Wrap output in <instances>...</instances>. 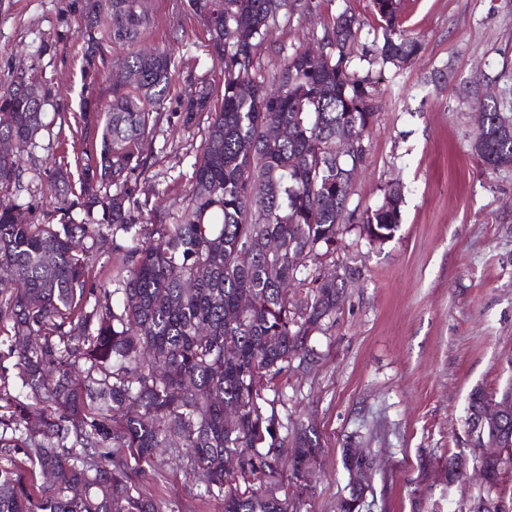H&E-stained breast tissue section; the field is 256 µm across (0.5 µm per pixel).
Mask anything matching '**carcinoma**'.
Listing matches in <instances>:
<instances>
[{"label":"carcinoma","mask_w":512,"mask_h":512,"mask_svg":"<svg viewBox=\"0 0 512 512\" xmlns=\"http://www.w3.org/2000/svg\"><path fill=\"white\" fill-rule=\"evenodd\" d=\"M371 2L375 24L345 8L314 36L321 61L297 47L279 51L268 69L260 51L289 0H187L213 42L224 94L215 109L209 83L197 99L191 89L179 93L184 123L201 133L199 153L183 192L185 216L147 237L130 217L129 182L171 89L169 50L117 60L131 80L111 83L106 101H84L79 194L61 201L58 217L11 197L17 154H0V332L10 335L0 341V512H160L118 455L148 465L158 448L185 449L205 491L224 496V512H290L267 483L287 468L306 489L323 444L303 422L284 442L288 422L274 402L263 405V382L318 361L312 337L335 318L345 288L321 281L315 265L339 238L386 67L422 50L398 0ZM67 8L89 23L83 68L94 83L105 4L72 0ZM151 26L145 0H112V43L132 46ZM32 76L21 70L0 87V143L21 149L43 128L53 93L31 98ZM466 98L483 114L474 152L488 168L511 167L507 106L471 88ZM342 124L354 126L358 141L339 158ZM401 202L387 189L379 205L351 214L369 240H384L401 224ZM104 227L124 234L113 289L88 287L89 258L78 249ZM495 397L512 398V382L474 387L464 426ZM228 413L237 420L231 429ZM504 435L512 436V411L484 431L489 440ZM471 452L486 486L465 512H505L498 503L512 450ZM231 453L233 472L224 467ZM458 456L440 465L447 485L458 479ZM21 463L46 482L24 481Z\"/></svg>","instance_id":"cac0c4a2"}]
</instances>
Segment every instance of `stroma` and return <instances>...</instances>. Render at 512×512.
Listing matches in <instances>:
<instances>
[{
	"label": "stroma",
	"instance_id": "35a3bbf8",
	"mask_svg": "<svg viewBox=\"0 0 512 512\" xmlns=\"http://www.w3.org/2000/svg\"><path fill=\"white\" fill-rule=\"evenodd\" d=\"M67 0H0V82L36 67L65 105L47 108L36 144L18 154L14 194L38 211L57 205L47 181L74 167L73 138L86 95L81 72L85 20ZM406 25L419 36L418 59L386 69L379 112L365 144L364 168L351 197L379 205L386 188L402 197V222L384 242L345 225L335 252L321 260L346 284V299L328 331L317 334L318 362L291 370L264 396L280 414L313 422L324 448L309 486L297 491L282 473L272 491L293 512H336L348 493L346 448L372 457L359 512H414L421 490L442 512H463L477 486L447 487L438 465L459 450L470 391L512 379V167H485L472 146L478 114L459 96L471 81L512 102V0H401ZM154 25L147 46L170 50L177 68L152 136L142 147L131 215L142 230L176 223L200 135L184 127L177 95L201 81L219 85L223 72L204 27L187 0H148ZM368 17L370 0H295L261 51L302 46L342 10ZM56 56L39 55L44 41ZM447 69L446 85H425L432 69ZM140 489L161 512H224L223 497L206 493L182 450L161 448L134 471Z\"/></svg>",
	"mask_w": 512,
	"mask_h": 512
}]
</instances>
